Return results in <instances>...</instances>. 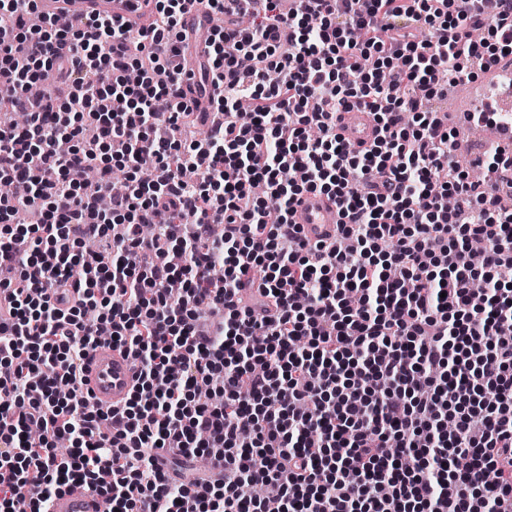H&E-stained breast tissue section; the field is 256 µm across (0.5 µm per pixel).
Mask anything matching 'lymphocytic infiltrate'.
<instances>
[{
  "label": "lymphocytic infiltrate",
  "mask_w": 512,
  "mask_h": 512,
  "mask_svg": "<svg viewBox=\"0 0 512 512\" xmlns=\"http://www.w3.org/2000/svg\"><path fill=\"white\" fill-rule=\"evenodd\" d=\"M122 2L149 24L0 0L26 116L0 123V512L74 484L112 512H512V208L426 107L512 55V0H206L217 121L194 140L191 0ZM356 104L359 148L336 132ZM308 192L343 216L332 243L290 221ZM102 343L137 373L112 410L83 390ZM200 457L222 477L183 481ZM369 112V109L362 107H353L349 111L340 112L337 129L346 141L355 146L373 141L376 126Z\"/></svg>",
  "instance_id": "lymphocytic-infiltrate-1"
}]
</instances>
